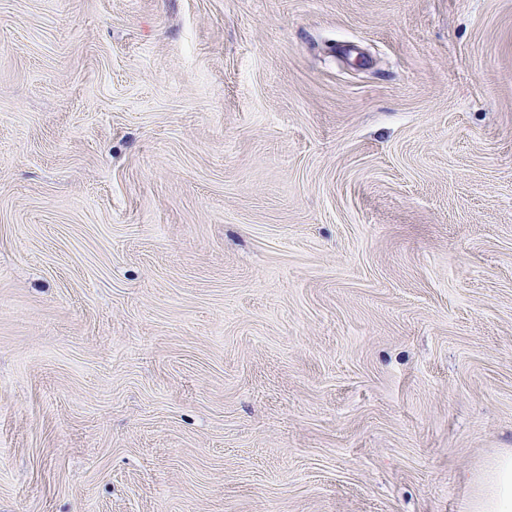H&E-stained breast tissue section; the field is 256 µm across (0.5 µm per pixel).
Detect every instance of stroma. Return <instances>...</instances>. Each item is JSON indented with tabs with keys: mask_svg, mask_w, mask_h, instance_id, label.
<instances>
[{
	"mask_svg": "<svg viewBox=\"0 0 512 512\" xmlns=\"http://www.w3.org/2000/svg\"><path fill=\"white\" fill-rule=\"evenodd\" d=\"M512 448V0H0V512H466Z\"/></svg>",
	"mask_w": 512,
	"mask_h": 512,
	"instance_id": "1",
	"label": "stroma"
}]
</instances>
